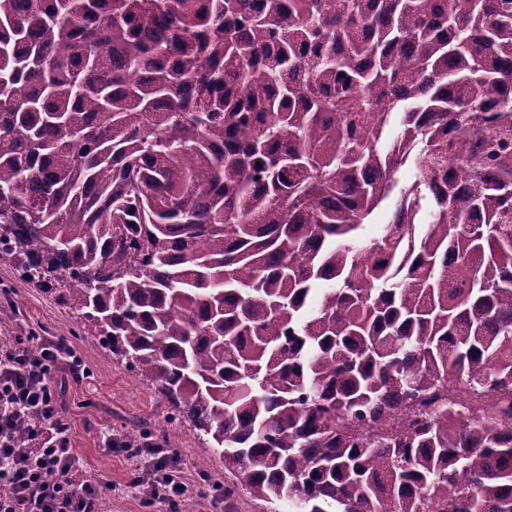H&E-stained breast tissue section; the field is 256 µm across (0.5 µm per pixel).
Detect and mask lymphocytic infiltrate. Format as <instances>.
Instances as JSON below:
<instances>
[{
	"label": "lymphocytic infiltrate",
	"instance_id": "obj_1",
	"mask_svg": "<svg viewBox=\"0 0 512 512\" xmlns=\"http://www.w3.org/2000/svg\"><path fill=\"white\" fill-rule=\"evenodd\" d=\"M66 369L75 378L86 376L82 358L63 339L20 338L0 342V512H100L105 490L83 478V469L59 414L54 372ZM34 416L29 445L18 448L14 427L19 417ZM108 449L134 460L133 482L150 497L176 512L190 484L177 455L152 441L128 445L119 437L105 440Z\"/></svg>",
	"mask_w": 512,
	"mask_h": 512
}]
</instances>
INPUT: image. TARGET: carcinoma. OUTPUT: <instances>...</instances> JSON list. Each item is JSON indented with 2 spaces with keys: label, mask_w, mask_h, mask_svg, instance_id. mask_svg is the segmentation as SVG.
<instances>
[{
  "label": "carcinoma",
  "mask_w": 512,
  "mask_h": 512,
  "mask_svg": "<svg viewBox=\"0 0 512 512\" xmlns=\"http://www.w3.org/2000/svg\"><path fill=\"white\" fill-rule=\"evenodd\" d=\"M2 265L226 500L512 512V0H0Z\"/></svg>",
  "instance_id": "1"
}]
</instances>
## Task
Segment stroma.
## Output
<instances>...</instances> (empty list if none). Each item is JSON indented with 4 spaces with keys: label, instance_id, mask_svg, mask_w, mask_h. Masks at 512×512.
Returning <instances> with one entry per match:
<instances>
[{
    "label": "stroma",
    "instance_id": "stroma-1",
    "mask_svg": "<svg viewBox=\"0 0 512 512\" xmlns=\"http://www.w3.org/2000/svg\"><path fill=\"white\" fill-rule=\"evenodd\" d=\"M18 336L65 339L82 356L88 370L83 379L57 372L62 413L71 445L89 479L105 487L112 512H161L147 503L129 482L135 464L120 452L107 451L105 432L141 436L146 427L163 424L169 403L154 386L129 373L97 341L81 336L71 311L58 304L54 293L23 281L9 266H0V340ZM176 453L191 480L194 494L212 495L231 483L232 475L220 458L189 430L181 429ZM209 458L206 471L196 462Z\"/></svg>",
    "mask_w": 512,
    "mask_h": 512
}]
</instances>
